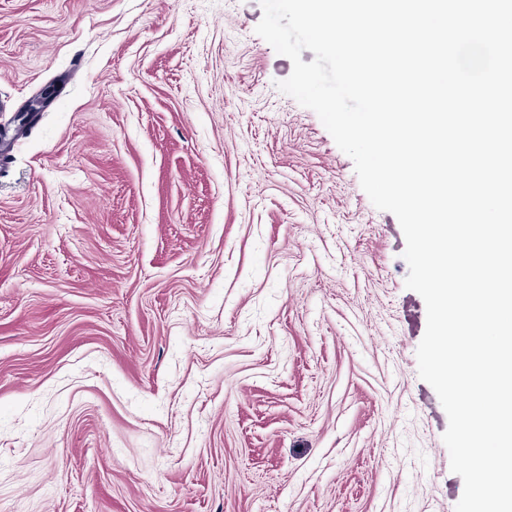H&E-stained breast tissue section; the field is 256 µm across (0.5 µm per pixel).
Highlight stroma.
<instances>
[{"mask_svg":"<svg viewBox=\"0 0 512 512\" xmlns=\"http://www.w3.org/2000/svg\"><path fill=\"white\" fill-rule=\"evenodd\" d=\"M262 16L0 0V512H455L402 228Z\"/></svg>","mask_w":512,"mask_h":512,"instance_id":"stroma-1","label":"stroma"}]
</instances>
